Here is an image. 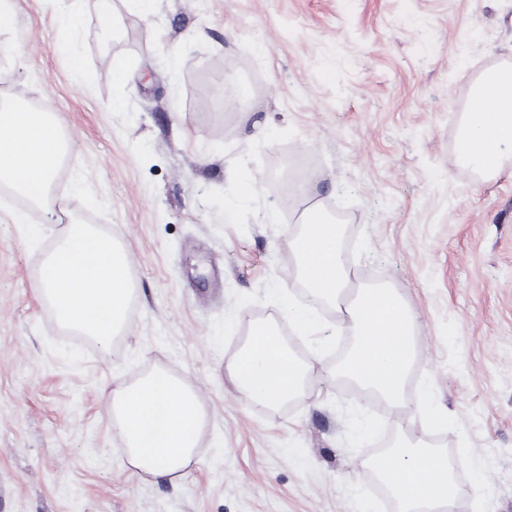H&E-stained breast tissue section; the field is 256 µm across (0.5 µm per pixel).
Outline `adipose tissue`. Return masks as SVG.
Instances as JSON below:
<instances>
[{"mask_svg":"<svg viewBox=\"0 0 512 512\" xmlns=\"http://www.w3.org/2000/svg\"><path fill=\"white\" fill-rule=\"evenodd\" d=\"M472 98L477 107L465 115L459 151L470 166L498 169L502 158L512 155V69L487 74ZM65 150V139L48 113L21 107L0 113V181L30 199L44 197ZM303 226L289 243L301 281L312 296L339 300L350 276L336 226L316 208L307 213ZM129 265L120 245L75 224L47 257L33 288L64 325L106 345L125 323L132 292ZM348 314L357 343L341 374L388 406L404 407L415 350L412 318L402 299L393 289L369 288ZM310 371L265 326L253 329L246 350L230 367L243 394L272 406L297 394ZM107 408L127 440L131 465L139 471L162 480L192 463L204 412L194 391L180 379L150 373L114 391ZM388 459L399 474L393 489L404 512H437L455 498L457 488L444 456L406 444Z\"/></svg>","mask_w":512,"mask_h":512,"instance_id":"1","label":"adipose tissue"}]
</instances>
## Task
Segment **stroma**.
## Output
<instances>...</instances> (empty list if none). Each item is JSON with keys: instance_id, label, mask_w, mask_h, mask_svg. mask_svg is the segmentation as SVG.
Returning <instances> with one entry per match:
<instances>
[{"instance_id": "1", "label": "stroma", "mask_w": 512, "mask_h": 512, "mask_svg": "<svg viewBox=\"0 0 512 512\" xmlns=\"http://www.w3.org/2000/svg\"><path fill=\"white\" fill-rule=\"evenodd\" d=\"M510 67L512 0H18L0 95L46 104L75 146L48 201H0V512H380L363 462L382 433L337 371L347 302L298 333L311 376L287 411L228 372L253 326L287 325L289 229L315 203L416 323L391 443L459 450L451 512H512V156L489 175L459 157L462 104ZM228 69L247 110L224 109ZM73 224L131 258L134 314L106 346L32 289ZM154 369L205 412L166 482L118 456L104 410Z\"/></svg>"}]
</instances>
